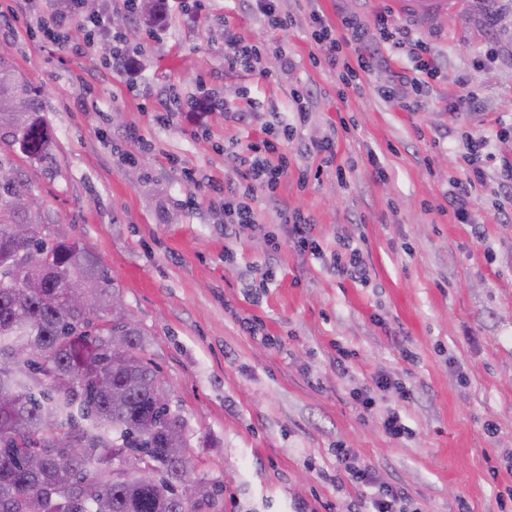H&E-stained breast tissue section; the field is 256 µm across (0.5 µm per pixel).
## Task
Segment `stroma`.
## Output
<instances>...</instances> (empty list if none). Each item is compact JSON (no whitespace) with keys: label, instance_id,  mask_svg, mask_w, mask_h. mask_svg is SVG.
I'll return each mask as SVG.
<instances>
[{"label":"stroma","instance_id":"35a3bbf8","mask_svg":"<svg viewBox=\"0 0 512 512\" xmlns=\"http://www.w3.org/2000/svg\"><path fill=\"white\" fill-rule=\"evenodd\" d=\"M456 3L430 24L407 20L391 0H278L289 24L274 30L238 0H207L201 12L170 0L157 28L124 23L134 66L123 70L105 64L110 35L80 55L30 37L50 0L0 19V60L40 89L55 140L53 168L19 156L15 175L44 222L68 228L133 312L143 356L187 420L192 466L216 483L221 512H355L357 488L336 476L341 443L379 481L405 489L406 512H499L497 493L512 484L488 473L512 456V199L502 189L512 161V0ZM312 8L333 23L386 11L389 26L416 31L439 77L419 93L396 86L386 101L377 89L390 74L381 69L362 93L339 99L335 71L313 62ZM228 26L267 46L257 67L225 69ZM490 49L494 59L476 70ZM170 85L208 111L158 125L153 109ZM301 87L312 94L288 144L296 171L276 200L257 196L259 224L225 242L223 196L194 188L185 173L236 179L235 153L290 111V92ZM464 92L473 104L455 110ZM411 98L417 111L401 106ZM249 101L253 115L239 121ZM347 118L355 124L345 130ZM131 128L143 143L127 139ZM466 137L485 144L468 224L444 199L464 177ZM329 138L330 166L315 149ZM283 205L309 215L323 258L294 250ZM342 233L363 238L367 283L330 268ZM269 266L273 279L255 287L254 271ZM244 317L258 318L255 334L242 330ZM338 344L353 352L344 375L333 364ZM381 374L412 398L389 388L377 394L375 415H361L351 393ZM393 409L410 429L399 442L380 424ZM488 420L496 434L484 431Z\"/></svg>","mask_w":512,"mask_h":512}]
</instances>
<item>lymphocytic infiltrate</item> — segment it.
<instances>
[{"label":"lymphocytic infiltrate","instance_id":"f902f5d3","mask_svg":"<svg viewBox=\"0 0 512 512\" xmlns=\"http://www.w3.org/2000/svg\"><path fill=\"white\" fill-rule=\"evenodd\" d=\"M50 27L44 28L45 36H52L54 28L64 27L73 31L71 48L75 53L92 46L95 36L105 31L103 18L87 16L80 11L78 0H52ZM309 27L313 41L324 50L323 58L336 71V94L346 97L348 91L363 89L362 78L373 70L386 66L388 60L369 47V31L377 29L380 42L398 48L409 46V64L393 72L392 81L423 89L428 80L436 78L438 68L427 55L422 40L410 30L395 32L386 27L384 14H377L374 22H367L356 15L342 16L339 25H332L318 11H310ZM311 95L310 89L294 91L295 112L292 119L276 121L267 137L247 145L236 158L239 182L224 186V235L232 237L236 230L258 223L259 215L252 206L256 194L275 198L281 180L291 167L288 143L293 138L298 123L305 119L304 102ZM333 269L337 275L364 282L370 277L368 255L363 247L349 235L336 241ZM338 469L347 474L360 489L368 502V512H401L407 495L403 488L379 482L369 466L356 462V455L349 448L336 451Z\"/></svg>","mask_w":512,"mask_h":512}]
</instances>
